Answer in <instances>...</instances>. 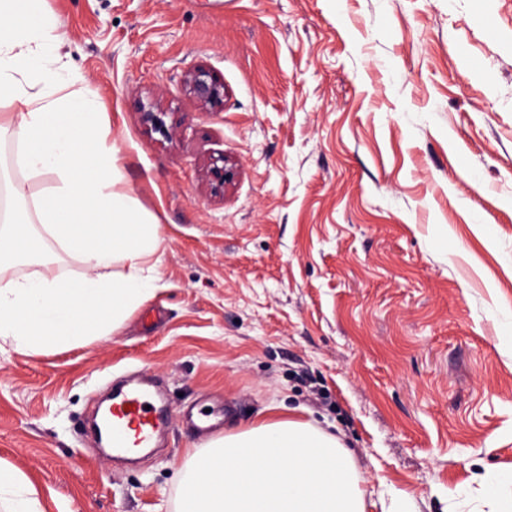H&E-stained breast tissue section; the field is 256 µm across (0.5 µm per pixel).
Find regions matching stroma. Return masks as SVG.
I'll return each instance as SVG.
<instances>
[{
    "label": "stroma",
    "instance_id": "obj_1",
    "mask_svg": "<svg viewBox=\"0 0 512 512\" xmlns=\"http://www.w3.org/2000/svg\"><path fill=\"white\" fill-rule=\"evenodd\" d=\"M43 9L59 42L36 77L103 103L163 244L157 291L110 336L0 354V459L59 512H178L208 443L179 410L225 408L231 432L274 404L344 433L366 512H489L470 477L512 466V0ZM198 65L223 105L190 94ZM143 368L177 415L127 462L86 420ZM190 94L205 106H220L224 103V83L209 68L198 65L188 76ZM219 162L222 163L221 166L218 165ZM227 162L228 160L224 159V155L221 154L216 158H212L209 164L207 176L217 187H223L231 183L234 178V168L232 165L228 166Z\"/></svg>",
    "mask_w": 512,
    "mask_h": 512
}]
</instances>
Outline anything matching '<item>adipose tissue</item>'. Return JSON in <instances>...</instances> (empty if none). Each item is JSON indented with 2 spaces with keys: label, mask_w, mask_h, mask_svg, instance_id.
<instances>
[{
  "label": "adipose tissue",
  "mask_w": 512,
  "mask_h": 512,
  "mask_svg": "<svg viewBox=\"0 0 512 512\" xmlns=\"http://www.w3.org/2000/svg\"><path fill=\"white\" fill-rule=\"evenodd\" d=\"M54 40L40 0H0V136L16 137L17 165L50 183L37 196L9 183L0 211V342L29 353L108 336L157 290L162 243L105 142L97 99L34 91L30 63ZM65 256L84 273H58ZM115 264L122 272L108 274ZM179 485L181 512H366L343 436L274 409L189 452ZM0 512H45L36 485L2 460Z\"/></svg>",
  "instance_id": "obj_1"
}]
</instances>
